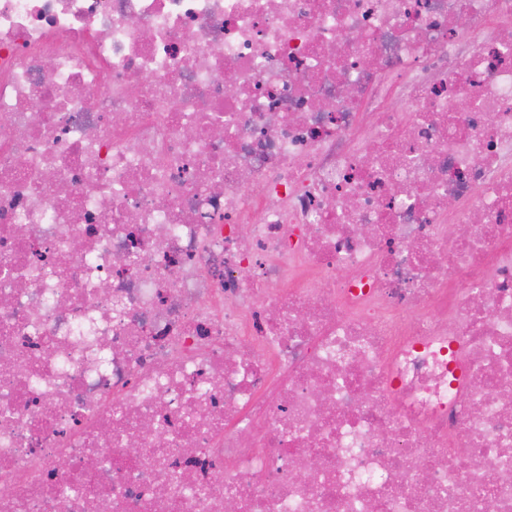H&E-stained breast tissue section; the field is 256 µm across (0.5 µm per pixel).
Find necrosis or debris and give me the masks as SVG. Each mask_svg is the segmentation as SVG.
<instances>
[{
    "instance_id": "obj_1",
    "label": "necrosis or debris",
    "mask_w": 512,
    "mask_h": 512,
    "mask_svg": "<svg viewBox=\"0 0 512 512\" xmlns=\"http://www.w3.org/2000/svg\"><path fill=\"white\" fill-rule=\"evenodd\" d=\"M512 512V0H0V512Z\"/></svg>"
}]
</instances>
